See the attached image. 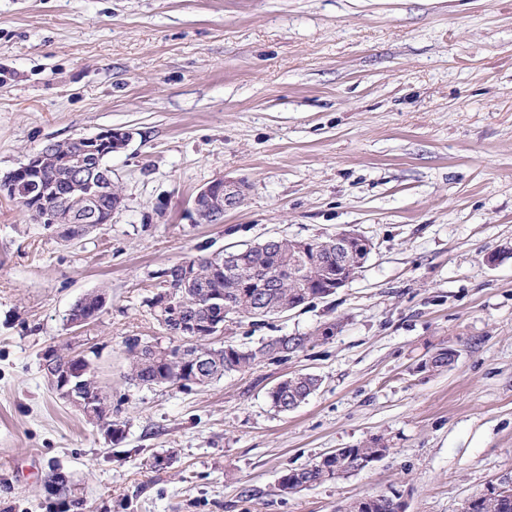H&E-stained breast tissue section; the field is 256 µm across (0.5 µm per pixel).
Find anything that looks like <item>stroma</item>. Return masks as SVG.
Wrapping results in <instances>:
<instances>
[{"mask_svg": "<svg viewBox=\"0 0 512 512\" xmlns=\"http://www.w3.org/2000/svg\"><path fill=\"white\" fill-rule=\"evenodd\" d=\"M110 128L134 131L106 160L111 223L68 241L0 197V512H336L391 487L459 512L512 474V0H0V177ZM222 177L243 203L197 223ZM341 231L374 244L348 285L223 335L303 350L204 386L131 380L128 339L164 334L162 270ZM90 293L104 309L70 325ZM51 348L91 359L121 441L50 388ZM297 373L319 389L277 411ZM377 441L368 468L279 492ZM79 301H82L84 304L93 302V307L89 312L86 311V313L83 314L79 310V308L82 307L80 302H77V304L73 306V308L70 310L69 322L75 326L83 325L90 322L91 320H94L104 307L105 297L102 294H88L82 297ZM319 385L320 379L315 375L296 374L277 383L269 392V398L275 409L285 412L290 410L291 405L306 401ZM346 450V454L343 453ZM389 452L388 448H336L329 453L315 459L312 463L322 464L327 457L336 455V461H327L324 466H310L307 465L300 469H293L287 471L282 477L278 484V490L281 493L288 494L293 493L299 489L321 485L325 482L336 479V473H340L341 468L347 466L346 472L349 469L356 471H362L364 469L360 466L361 461H367L369 458L375 456L379 459L383 458ZM343 457V463H342ZM336 462L335 472L332 469H328L329 466L334 465Z\"/></svg>", "mask_w": 512, "mask_h": 512, "instance_id": "1", "label": "stroma"}]
</instances>
